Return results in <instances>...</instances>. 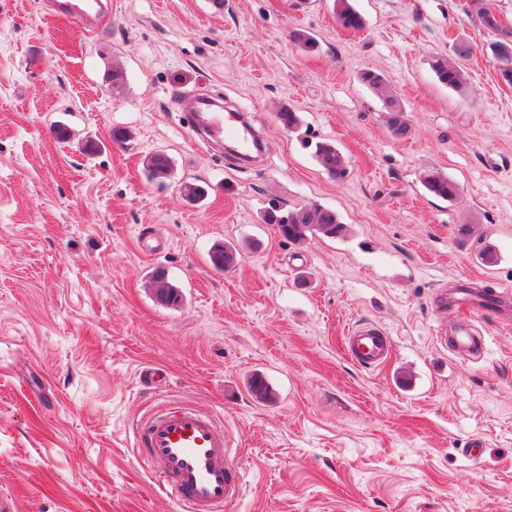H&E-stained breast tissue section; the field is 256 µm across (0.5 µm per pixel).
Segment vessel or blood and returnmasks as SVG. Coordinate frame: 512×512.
Listing matches in <instances>:
<instances>
[{
    "label": "vessel or blood",
    "instance_id": "1",
    "mask_svg": "<svg viewBox=\"0 0 512 512\" xmlns=\"http://www.w3.org/2000/svg\"><path fill=\"white\" fill-rule=\"evenodd\" d=\"M51 16L67 20L91 36L110 11L106 0H50ZM180 110L190 132L207 143H229L244 159L251 158L261 139L244 113L225 112L217 98L187 96ZM429 307L435 318L433 334L444 351L478 361L484 355L479 323H512V290L473 288L470 279L454 288L434 289ZM457 312L449 322V312ZM346 356L365 369L387 365L394 343L380 324H355L343 341ZM135 452L159 489L180 512H233L245 492V471L224 420L194 401L162 402L137 421Z\"/></svg>",
    "mask_w": 512,
    "mask_h": 512
}]
</instances>
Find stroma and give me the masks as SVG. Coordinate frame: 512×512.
<instances>
[{"instance_id":"1","label":"stroma","mask_w":512,"mask_h":512,"mask_svg":"<svg viewBox=\"0 0 512 512\" xmlns=\"http://www.w3.org/2000/svg\"><path fill=\"white\" fill-rule=\"evenodd\" d=\"M351 4L362 29L337 23L334 0H112L86 37L38 0H0V494L27 512H178L133 453L136 421L164 398L223 414L249 469L239 512H512V326L483 324L485 358L467 361L437 345L428 305L463 276L512 289L498 35L471 0ZM462 42L466 82L452 90L432 63ZM366 72L390 83L406 136ZM200 90L263 133L255 165L193 138L177 97ZM60 124L62 142L48 135ZM322 141L348 159L346 179L313 158ZM159 151L171 174L152 179ZM430 171L459 199L431 195ZM307 203L346 235L295 244L264 221ZM147 226L164 253L140 252ZM224 243L236 263L218 270L209 251ZM156 271L181 307L157 301ZM364 319L394 340L383 368L344 353ZM145 363L167 369L163 395L142 389ZM257 373L271 399L253 396ZM45 385L50 413L36 403ZM423 184L430 193L448 201H454L461 194L459 185L438 171L428 172L423 178Z\"/></svg>"}]
</instances>
